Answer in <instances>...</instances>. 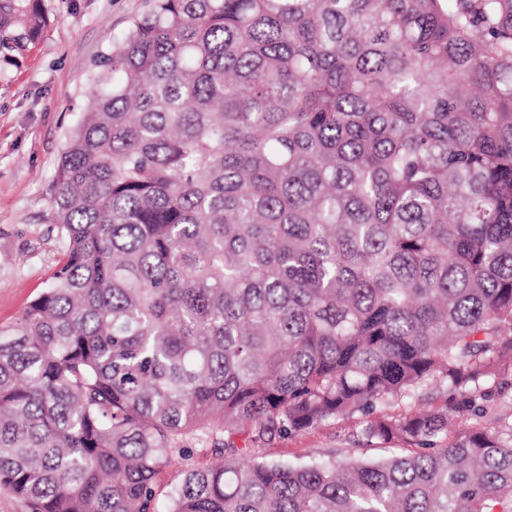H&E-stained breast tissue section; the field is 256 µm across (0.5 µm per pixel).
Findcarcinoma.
<instances>
[{
    "mask_svg": "<svg viewBox=\"0 0 512 512\" xmlns=\"http://www.w3.org/2000/svg\"><path fill=\"white\" fill-rule=\"evenodd\" d=\"M0 0V50L41 29ZM65 259L0 327L30 512H512V0H152L89 71ZM443 409L377 413L423 386ZM367 417L398 455H251ZM211 449L158 507L154 480ZM512 398V397H511ZM502 398L497 395L492 396L484 403L485 415L480 420L470 419L467 416H460L455 419L454 427L451 429L452 437L458 436L460 433L471 429L472 427L481 425L483 427H493L498 417L504 414L512 413V400Z\"/></svg>",
    "mask_w": 512,
    "mask_h": 512,
    "instance_id": "obj_1",
    "label": "carcinoma"
}]
</instances>
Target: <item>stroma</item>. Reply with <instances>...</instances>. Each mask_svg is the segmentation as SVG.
Instances as JSON below:
<instances>
[{
  "mask_svg": "<svg viewBox=\"0 0 512 512\" xmlns=\"http://www.w3.org/2000/svg\"><path fill=\"white\" fill-rule=\"evenodd\" d=\"M151 0H41L38 38L0 54V326L17 321L63 263L51 183L87 105L88 71ZM361 416L328 420L256 448L261 459L305 464L350 453L385 459L399 443L359 445Z\"/></svg>",
  "mask_w": 512,
  "mask_h": 512,
  "instance_id": "stroma-1",
  "label": "stroma"
}]
</instances>
